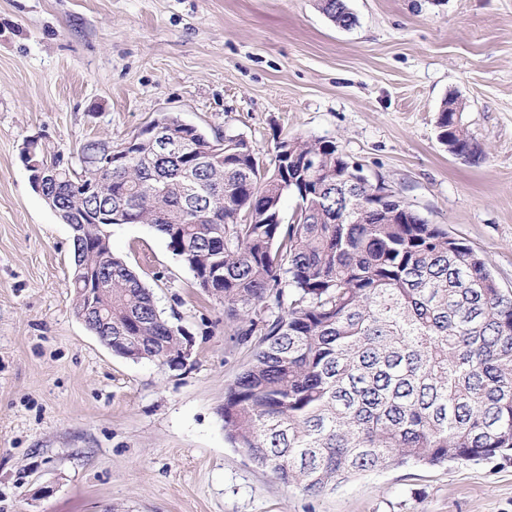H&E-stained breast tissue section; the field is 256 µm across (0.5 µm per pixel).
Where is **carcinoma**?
Segmentation results:
<instances>
[{
	"mask_svg": "<svg viewBox=\"0 0 512 512\" xmlns=\"http://www.w3.org/2000/svg\"><path fill=\"white\" fill-rule=\"evenodd\" d=\"M319 2L337 27L355 24L345 0ZM460 108L448 95L439 137L453 129L478 158ZM192 143L186 157L152 154L110 174L93 163L103 140L82 146L80 171L36 146L60 170L49 186L60 218L89 228L74 255L85 273L72 278L75 313L112 306L110 328L93 335H112L120 356L183 365V331L112 253L102 218L122 201L223 300L238 335L261 336L221 414L234 447L281 482L320 494L408 462L512 458V293L483 255L399 197L374 212V186L331 141L280 140L271 168L239 136L200 129ZM81 182L95 183L93 197ZM288 193L298 205L286 222ZM108 265L111 278H89Z\"/></svg>",
	"mask_w": 512,
	"mask_h": 512,
	"instance_id": "carcinoma-1",
	"label": "carcinoma"
}]
</instances>
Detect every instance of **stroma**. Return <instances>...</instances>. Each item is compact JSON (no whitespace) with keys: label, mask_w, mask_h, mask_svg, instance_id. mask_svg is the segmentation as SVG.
Returning <instances> with one entry per match:
<instances>
[{"label":"stroma","mask_w":512,"mask_h":512,"mask_svg":"<svg viewBox=\"0 0 512 512\" xmlns=\"http://www.w3.org/2000/svg\"><path fill=\"white\" fill-rule=\"evenodd\" d=\"M0 0V512H512V460L408 464L314 495L228 442L224 393L252 360L222 300L165 237L111 244L189 339L184 364L114 354L73 309L72 239L19 154L77 159L158 114L245 138L336 143L489 260L512 292V0ZM456 93L485 155L438 139ZM320 9L328 19L339 28L349 29L355 24V18L345 0H319Z\"/></svg>","instance_id":"stroma-1"}]
</instances>
